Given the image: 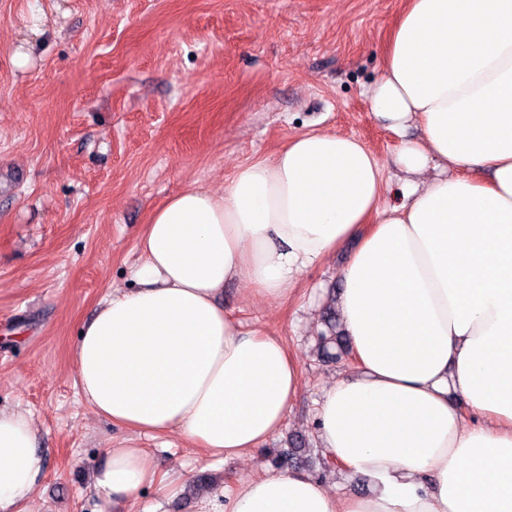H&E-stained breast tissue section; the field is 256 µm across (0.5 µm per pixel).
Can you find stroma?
<instances>
[{"instance_id":"obj_1","label":"stroma","mask_w":512,"mask_h":512,"mask_svg":"<svg viewBox=\"0 0 512 512\" xmlns=\"http://www.w3.org/2000/svg\"><path fill=\"white\" fill-rule=\"evenodd\" d=\"M407 0H0V409L30 412L41 478L34 512H194L146 488L113 510L92 482L126 431L98 418L75 383L73 346L100 301L134 287L136 247L152 213L184 188L212 191L241 163L309 131L358 137L385 166L404 136L371 110L368 92ZM29 57L18 66L17 54ZM357 245L308 269L289 300L224 288L242 331L280 339L300 390L265 448L223 462L182 435H137L159 472L208 473L214 492L295 469L342 496L361 477L322 468L316 415L349 361L323 362L317 337Z\"/></svg>"}]
</instances>
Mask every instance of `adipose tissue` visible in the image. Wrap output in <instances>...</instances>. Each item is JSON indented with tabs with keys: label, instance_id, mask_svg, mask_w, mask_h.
<instances>
[{
	"label": "adipose tissue",
	"instance_id": "ef3b65f1",
	"mask_svg": "<svg viewBox=\"0 0 512 512\" xmlns=\"http://www.w3.org/2000/svg\"><path fill=\"white\" fill-rule=\"evenodd\" d=\"M369 100L402 138L400 204H384L383 168L355 136L296 135L222 192L167 199L135 290L102 299L79 332L76 384L99 418L249 455L281 430L300 372L278 339L241 330L224 287L285 301L357 239L337 298L356 368L325 388L317 421L371 492L277 471L195 512H512V0H408ZM36 442L29 414L0 410V512H27ZM105 456L93 487L112 505L183 482L136 445Z\"/></svg>",
	"mask_w": 512,
	"mask_h": 512
}]
</instances>
